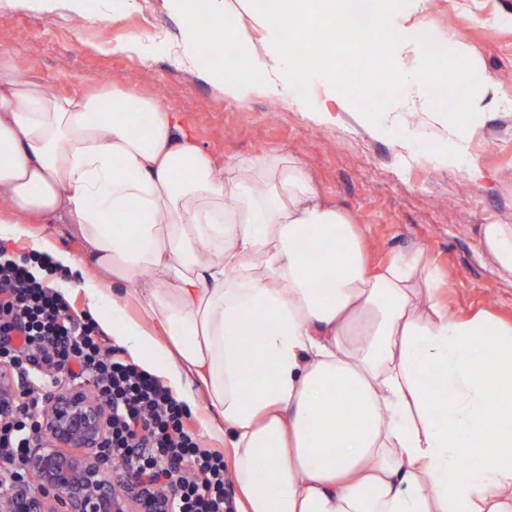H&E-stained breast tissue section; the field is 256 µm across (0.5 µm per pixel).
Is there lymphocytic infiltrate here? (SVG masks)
I'll use <instances>...</instances> for the list:
<instances>
[{
	"label": "lymphocytic infiltrate",
	"mask_w": 512,
	"mask_h": 512,
	"mask_svg": "<svg viewBox=\"0 0 512 512\" xmlns=\"http://www.w3.org/2000/svg\"><path fill=\"white\" fill-rule=\"evenodd\" d=\"M35 264L45 272L54 268L49 255L18 258L0 243V360L12 364L21 382L31 360L42 367L28 401L17 403L12 420L0 426V459L11 476L25 477L36 408L49 388L87 379L110 414L107 451L114 464L169 491L173 512H232L223 452L203 444L161 379L105 347L99 325L33 274Z\"/></svg>",
	"instance_id": "1"
}]
</instances>
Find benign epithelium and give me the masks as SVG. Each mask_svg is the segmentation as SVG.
Instances as JSON below:
<instances>
[{"label":"benign epithelium","instance_id":"obj_1","mask_svg":"<svg viewBox=\"0 0 512 512\" xmlns=\"http://www.w3.org/2000/svg\"><path fill=\"white\" fill-rule=\"evenodd\" d=\"M19 398L12 366L0 362V425ZM107 435V410L85 385L56 392L23 462L37 484L14 482L0 496V512H171L167 491L108 462Z\"/></svg>","mask_w":512,"mask_h":512}]
</instances>
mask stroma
Instances as JSON below:
<instances>
[{
    "mask_svg": "<svg viewBox=\"0 0 512 512\" xmlns=\"http://www.w3.org/2000/svg\"><path fill=\"white\" fill-rule=\"evenodd\" d=\"M388 8L395 17L421 21L448 47L472 49L479 65L456 84L458 95L496 89V98L484 102L480 133L467 144L469 167L446 162L449 145L436 136L432 117L440 103L429 114L387 112L388 103L410 95L400 79L385 98L366 91L354 98L355 111L377 115L379 135L343 112L316 123L285 100L225 96L175 63L181 21L157 0H120L110 19L98 23L0 8V49L58 95L115 84L163 100L216 165L254 156L300 160L320 191L364 228L373 264L423 248L440 273L450 314L490 309L511 320L512 280L484 253L480 227L512 225V0H390ZM127 39L153 40L154 49L144 57L109 50V43ZM409 140L414 150H404ZM474 170L479 179L471 178Z\"/></svg>",
    "mask_w": 512,
    "mask_h": 512,
    "instance_id": "1",
    "label": "stroma"
}]
</instances>
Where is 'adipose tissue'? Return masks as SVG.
<instances>
[{
	"mask_svg": "<svg viewBox=\"0 0 512 512\" xmlns=\"http://www.w3.org/2000/svg\"><path fill=\"white\" fill-rule=\"evenodd\" d=\"M104 0H0V6L104 19ZM158 0L182 22L175 61L226 96L282 99L324 121L352 112V86L331 56L293 48L304 0H277L266 41L241 38L231 70L199 69L250 0ZM401 26L386 51L412 108L429 109L438 70L408 58L453 52L457 79L478 65L465 46ZM0 71V239L82 271L88 308L131 359L215 414L232 450L237 512H512V322L489 310L452 316L423 249L372 270L358 225L327 203L296 159L217 166L161 101L119 87L61 97ZM149 115V133L139 121ZM72 224L93 258L59 249L34 227ZM481 243L512 276V226L482 225ZM124 285L115 298L111 284ZM140 315L126 316L127 304Z\"/></svg>",
	"mask_w": 512,
	"mask_h": 512,
	"instance_id": "obj_1",
	"label": "adipose tissue"
}]
</instances>
